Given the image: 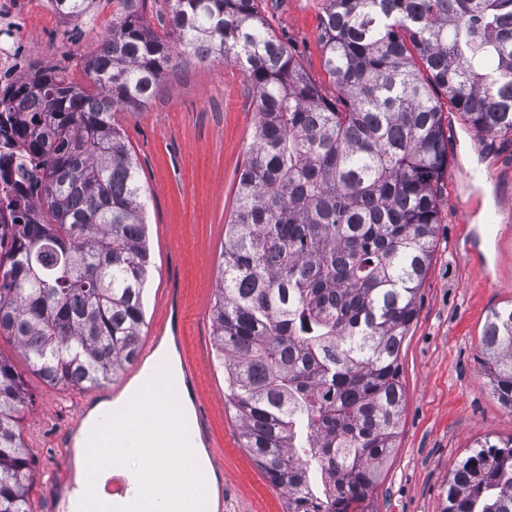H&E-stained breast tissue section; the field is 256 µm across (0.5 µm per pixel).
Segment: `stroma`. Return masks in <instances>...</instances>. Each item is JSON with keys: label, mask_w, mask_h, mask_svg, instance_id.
<instances>
[{"label": "stroma", "mask_w": 512, "mask_h": 512, "mask_svg": "<svg viewBox=\"0 0 512 512\" xmlns=\"http://www.w3.org/2000/svg\"><path fill=\"white\" fill-rule=\"evenodd\" d=\"M257 5L322 93L338 99L320 41L323 0ZM116 9L109 0L83 18L81 36L58 34L65 45L58 75L91 87L85 60L111 34ZM115 118L146 197L151 272L141 341L150 342L165 302L174 301L183 327L171 357L197 364L196 393L212 405L209 427L224 456V512H287V491L269 481L243 446L211 318L225 226L258 120L253 88L234 64L187 57L163 75L153 100ZM443 122L448 168L439 223L417 314L400 349L404 410L374 493L376 512H442L448 476L476 443L512 439V408L493 392L482 345L491 310L512 300V139L481 136L448 109ZM0 357L14 366L28 394L21 432L30 460L29 507L46 512L59 435L85 394L44 380L9 339L0 338Z\"/></svg>", "instance_id": "obj_1"}]
</instances>
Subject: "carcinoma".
<instances>
[{
	"label": "carcinoma",
	"mask_w": 512,
	"mask_h": 512,
	"mask_svg": "<svg viewBox=\"0 0 512 512\" xmlns=\"http://www.w3.org/2000/svg\"><path fill=\"white\" fill-rule=\"evenodd\" d=\"M72 17L96 0H55ZM173 40L116 0L85 62L93 88L21 83L42 157L38 221L0 252V337L50 383L98 387L132 361L150 266L138 168L118 111L156 94L179 56L239 66L258 123L226 224L212 306L244 447L288 512H375L404 389L399 353L439 223L448 137L436 92L486 136H512V0H325L327 100L256 0H168ZM494 394L512 407V302L483 329ZM26 394L0 358V512H30ZM443 512H512V439L484 440L448 480Z\"/></svg>",
	"instance_id": "cac0c4a2"
}]
</instances>
